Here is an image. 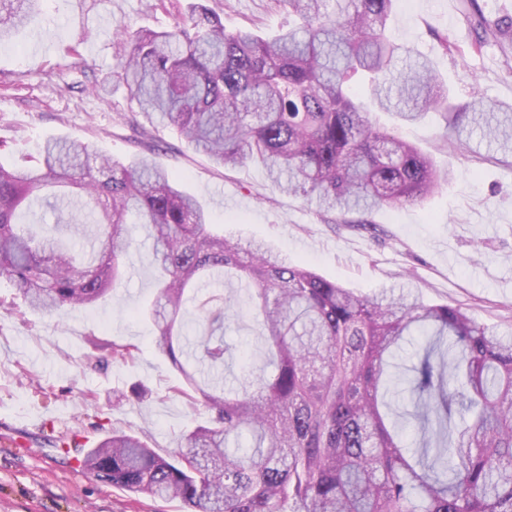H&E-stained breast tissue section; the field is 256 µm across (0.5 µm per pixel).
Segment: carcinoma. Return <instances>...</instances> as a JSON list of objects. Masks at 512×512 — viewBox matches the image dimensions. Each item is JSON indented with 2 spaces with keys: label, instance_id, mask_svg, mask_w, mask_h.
Here are the masks:
<instances>
[{
  "label": "carcinoma",
  "instance_id": "cac0c4a2",
  "mask_svg": "<svg viewBox=\"0 0 512 512\" xmlns=\"http://www.w3.org/2000/svg\"><path fill=\"white\" fill-rule=\"evenodd\" d=\"M294 22L263 38L228 32L198 6L168 31L113 37L126 52L120 78L149 124L167 122L223 167L260 164L290 193L336 216L424 200L441 176L415 144L368 117L415 123L446 103L448 88L426 56L390 33L394 0H280ZM43 0H0V41ZM488 144L512 139V114L481 98L447 113ZM72 186L102 218L95 246L75 206L53 231L21 221L23 204ZM152 241L157 294L142 312L155 346L180 374L175 392L208 419L158 455L135 434L113 432L81 466L97 480L187 512H512V335L500 336L460 306L412 293L362 295L291 264L262 244L215 232L199 199L147 158L124 162L68 138L45 142L34 166L0 163V277L46 314L96 305L121 282L137 234ZM236 282L264 340L271 372L224 388L235 357L212 326L239 304L198 308L210 329L191 345L182 312L193 292ZM428 340L409 379L423 442L404 443L391 418V358L405 337ZM246 431L250 448H229Z\"/></svg>",
  "mask_w": 512,
  "mask_h": 512
}]
</instances>
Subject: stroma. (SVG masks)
<instances>
[{
	"mask_svg": "<svg viewBox=\"0 0 512 512\" xmlns=\"http://www.w3.org/2000/svg\"><path fill=\"white\" fill-rule=\"evenodd\" d=\"M412 0L397 8L398 43L428 56L448 83L452 104L472 98L512 105V0ZM214 9L225 28L271 37L292 17L278 0H44L41 14L0 43V163L24 166L50 138L78 137L121 160L148 154L200 197L217 231L258 240L357 292L408 288L424 301L467 308L497 334L512 335V145L472 137L455 148L440 111L398 133L428 154L447 183L420 203L382 207L363 225L327 224L316 204L280 192L261 167L214 166L170 125H154L145 152L127 118L136 112L120 79L113 30H170L191 4ZM153 256L142 241L125 280L106 302L57 320L26 308L18 288L0 279V512H185L94 480L77 450L112 430L147 438L169 456L204 409L172 395L179 381L140 316L155 298ZM241 366H261L256 331L239 310L224 333ZM106 361H87L92 344ZM132 344L116 359L111 344Z\"/></svg>",
	"mask_w": 512,
	"mask_h": 512,
	"instance_id": "35a3bbf8",
	"label": "stroma"
}]
</instances>
